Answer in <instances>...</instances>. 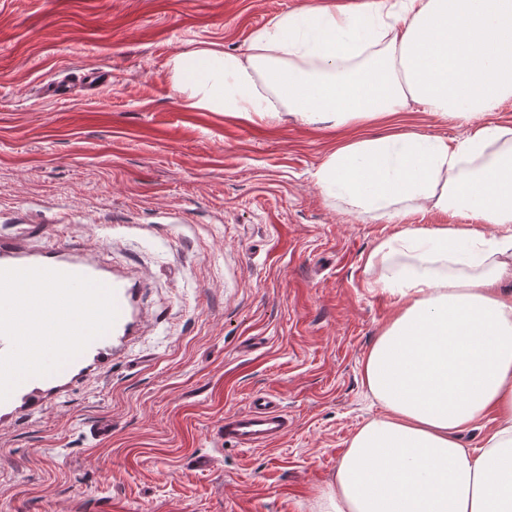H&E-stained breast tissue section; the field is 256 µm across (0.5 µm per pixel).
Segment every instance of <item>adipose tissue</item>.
Returning a JSON list of instances; mask_svg holds the SVG:
<instances>
[{"mask_svg":"<svg viewBox=\"0 0 512 512\" xmlns=\"http://www.w3.org/2000/svg\"><path fill=\"white\" fill-rule=\"evenodd\" d=\"M169 67L193 109L359 126L313 179L397 227L365 261L400 302L362 366L384 413L353 435L317 512H512V128L484 120L512 98V0H306L242 52L198 47ZM412 105L464 136L367 132ZM421 205L474 223H406ZM487 415L496 430L463 447Z\"/></svg>","mask_w":512,"mask_h":512,"instance_id":"1","label":"adipose tissue"}]
</instances>
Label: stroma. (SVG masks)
<instances>
[{"instance_id":"obj_1","label":"stroma","mask_w":512,"mask_h":512,"mask_svg":"<svg viewBox=\"0 0 512 512\" xmlns=\"http://www.w3.org/2000/svg\"><path fill=\"white\" fill-rule=\"evenodd\" d=\"M304 2L0 0V268L78 267L119 302L66 371L0 401V512H317L382 415L361 370L398 303L365 259L395 227L312 178L357 127L190 109L168 70ZM98 68L112 79L87 90ZM66 75L69 97H46ZM370 131L465 127L412 111ZM258 392L291 425L246 451L224 417Z\"/></svg>"}]
</instances>
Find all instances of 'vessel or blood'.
<instances>
[{
	"instance_id": "1",
	"label": "vessel or blood",
	"mask_w": 512,
	"mask_h": 512,
	"mask_svg": "<svg viewBox=\"0 0 512 512\" xmlns=\"http://www.w3.org/2000/svg\"><path fill=\"white\" fill-rule=\"evenodd\" d=\"M287 413L269 395L252 398L248 411L224 417V439L247 449H260L280 441L288 433Z\"/></svg>"
}]
</instances>
